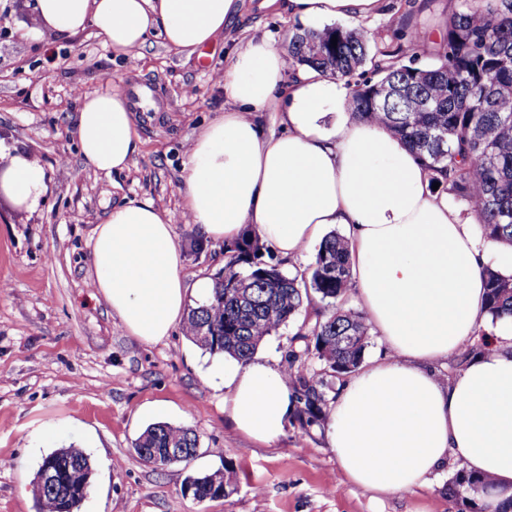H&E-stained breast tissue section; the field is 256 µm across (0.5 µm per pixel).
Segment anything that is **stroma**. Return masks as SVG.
<instances>
[{
    "label": "stroma",
    "mask_w": 512,
    "mask_h": 512,
    "mask_svg": "<svg viewBox=\"0 0 512 512\" xmlns=\"http://www.w3.org/2000/svg\"><path fill=\"white\" fill-rule=\"evenodd\" d=\"M243 0L231 28L192 57L149 35L141 58L112 53L94 28L45 39L28 36L34 0H0V165L24 153L44 169L48 189L33 208L0 195V512H37L33 480L44 456L83 449L94 473L78 512H470L464 467L449 461L432 486L374 500L341 482L325 423L260 444L225 416L214 374L224 357L193 344L184 323L156 344L129 336L96 296L91 236L112 207L129 199L160 204L185 255L186 284L222 274L224 244L204 239L183 213L184 175L195 137L236 103L220 73L252 36L287 48L302 22L286 11ZM370 32L391 38L410 23L439 39L448 0H384ZM152 95L135 115L136 150L127 169L109 175L86 168L74 126L81 99L106 89ZM319 296L267 336L257 355L286 368L300 350L305 372L322 362L303 353L296 335L323 309ZM192 429L199 437L187 463L156 467L134 449L151 424ZM231 473L229 495L200 501L187 477Z\"/></svg>",
    "instance_id": "obj_1"
}]
</instances>
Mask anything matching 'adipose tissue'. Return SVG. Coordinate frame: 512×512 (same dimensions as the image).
<instances>
[{"label":"adipose tissue","mask_w":512,"mask_h":512,"mask_svg":"<svg viewBox=\"0 0 512 512\" xmlns=\"http://www.w3.org/2000/svg\"><path fill=\"white\" fill-rule=\"evenodd\" d=\"M291 17L321 27L376 16L382 0H287ZM35 37L96 28L113 52L137 58L153 27L169 50L210 45L239 0H36ZM238 103L190 146L184 211L212 240L232 241L245 225L286 257L310 253L325 228L341 226L351 251L357 301L393 353L338 389L327 434L349 483L379 496L438 478L447 459L487 480L484 512H512V323L498 324L483 352L443 380L428 363L447 358L487 320L482 267L512 274V247L481 238L476 214L432 193L427 170L384 126L352 119L349 89L306 67L288 70L267 40L250 41L220 76ZM260 112L281 132L263 133ZM74 135L86 167L111 174L136 149L127 96H84ZM45 173L16 155L0 187L33 205ZM93 287L129 335L169 336L189 294L209 297L207 278L186 285L171 219L154 202L114 206L91 243ZM224 411L235 429L263 443L281 436L294 409L284 373L268 362L225 361Z\"/></svg>","instance_id":"1"}]
</instances>
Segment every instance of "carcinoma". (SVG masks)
<instances>
[{
  "label": "carcinoma",
  "mask_w": 512,
  "mask_h": 512,
  "mask_svg": "<svg viewBox=\"0 0 512 512\" xmlns=\"http://www.w3.org/2000/svg\"><path fill=\"white\" fill-rule=\"evenodd\" d=\"M418 47V30L408 26L395 42L373 41L363 28H297L288 36V62L337 80L371 65L378 79L353 85L352 117L381 123L404 140L430 182L475 212L483 237L512 245V0H456L442 40L431 46L432 65H414ZM261 251L250 227L225 244L224 273L212 296L190 310L188 337L213 354L247 362L265 337L297 315L301 287L308 286L330 310L317 312L314 325L297 338L314 348L324 370L355 372L369 325L364 312L345 307L353 287L346 238L331 233L323 239L307 275L284 273ZM484 274L486 313L494 320L512 317V276L490 266ZM296 359V352L288 355V382L296 421L307 431L318 423L327 392L322 376L294 368ZM198 445L192 430L158 423L138 437L135 450L143 461L162 466L189 462ZM170 448L181 454L169 457ZM47 467L59 476L55 490L42 486ZM91 476L90 457L80 448L44 457L34 480L38 512H78ZM226 485L221 471L186 481L198 500L219 497Z\"/></svg>",
  "instance_id": "obj_1"
}]
</instances>
